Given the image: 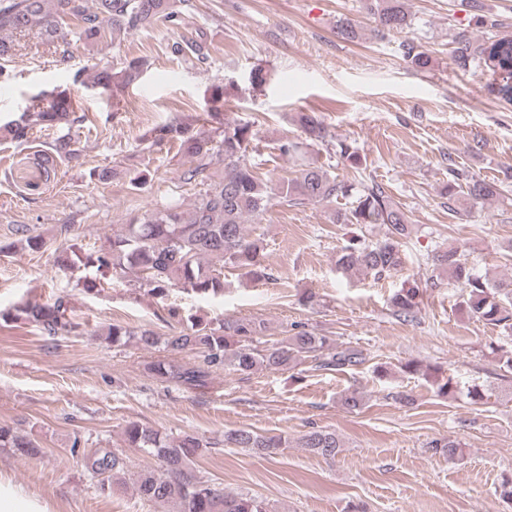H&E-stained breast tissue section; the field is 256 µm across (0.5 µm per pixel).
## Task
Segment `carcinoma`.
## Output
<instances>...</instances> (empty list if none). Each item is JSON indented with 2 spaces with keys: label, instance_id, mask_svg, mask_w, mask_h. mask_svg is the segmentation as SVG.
I'll return each mask as SVG.
<instances>
[{
  "label": "carcinoma",
  "instance_id": "cac0c4a2",
  "mask_svg": "<svg viewBox=\"0 0 512 512\" xmlns=\"http://www.w3.org/2000/svg\"><path fill=\"white\" fill-rule=\"evenodd\" d=\"M188 0H0V58L11 55L13 44L2 33L24 36L37 31L61 48V60L70 56L71 42H91L101 29H110L112 38L128 34L163 19L172 21L179 6ZM367 9L376 23L375 32L386 35L403 33L412 23L406 0H367ZM452 57L461 67L479 60L493 80L498 82V95L512 102V36L478 42L466 32L452 38ZM402 53L412 66L425 69L431 64L428 51L412 43L401 44ZM175 54H192L198 61L207 58L200 42L184 46L174 43ZM145 60L133 58L116 71L103 66L92 75L90 83L105 90L119 88L137 80L144 71ZM84 120L75 115L72 98L60 93L33 96L26 110L17 118L0 125V136L21 147L28 144L33 122L72 126ZM201 121L210 125L217 137L206 135L186 121H171L152 130V144L174 141L190 159L180 179L197 183L203 190L196 195L191 208L182 209L169 202L146 212L142 218L124 225L122 233L105 239L100 245L86 249L73 243L57 256L63 267L81 264L103 275L132 277L148 293L162 297L180 288L202 299L224 296V269L242 271L255 280L268 276L264 265L265 239L246 233L244 221L264 213L275 198L294 205L332 203L340 198H354L350 209L336 214L339 224L386 227L382 238L372 241L353 236L337 255L336 265L343 272L361 269L380 279L396 273L404 265V244L410 235L405 212L385 187L371 182L362 189L331 174L321 166L304 164L292 177L270 185L256 175L247 163L254 133L247 123H232L224 112L211 110ZM308 146L326 142L328 132L315 114L299 116ZM49 155L71 158L76 155L70 134L56 138ZM336 154L353 168L362 165L359 149L345 140L336 142ZM224 156V177L210 182L208 169L214 156ZM448 201L463 196L472 206L503 195L497 180L448 165L446 185ZM39 252L48 249L39 234L0 246V253L11 250ZM433 267L444 271L461 286L464 307L478 321L502 330L512 337V278L490 282L477 275L461 260L459 248L449 245L432 257ZM419 289L407 288L391 298L393 313L405 320L416 318ZM14 318L38 328L46 336H65L76 332L80 324L71 317V301L60 296L52 303L26 301L16 306ZM266 330L258 319L226 316L215 324L202 317L190 316L181 321L177 332L160 336L150 329L133 330L114 323L107 329L112 345L131 341L144 350L163 347L166 355L144 363V371L158 384L196 389L209 384L214 370L224 368L248 375L259 367L282 369L306 359L317 367L342 370L365 361L363 352L346 346L331 336L319 335L304 328L269 347H259ZM195 355L185 362L183 353ZM128 448L156 460L157 466L127 474L123 452L114 448H97L83 455V464L100 490L107 494L132 481L140 497L156 503L173 502L175 512H269L265 500L243 494H232L215 483L199 479L192 464L201 449L212 442L194 434L169 438L137 421L128 423L124 431ZM299 445L315 455L333 457L340 448L336 433L313 429L299 439ZM227 448H248L254 453L274 457L288 447L281 435H263L239 428L224 433ZM0 447L11 448L22 456L42 453L38 443L15 428L0 425ZM429 448L435 454L455 460L462 455L461 443L450 438L434 439Z\"/></svg>",
  "mask_w": 512,
  "mask_h": 512
}]
</instances>
